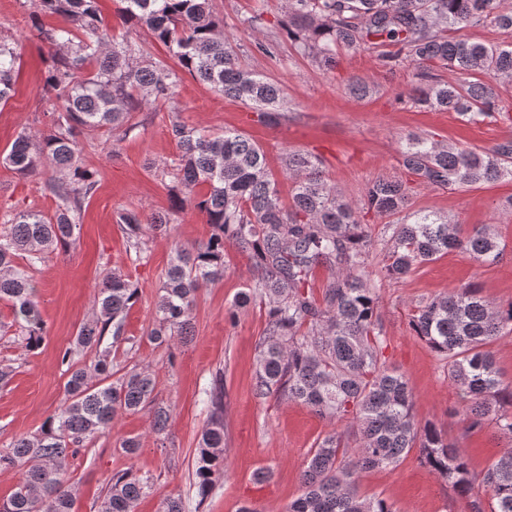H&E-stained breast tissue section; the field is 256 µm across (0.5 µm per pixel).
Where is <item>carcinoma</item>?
<instances>
[{
    "instance_id": "carcinoma-1",
    "label": "carcinoma",
    "mask_w": 512,
    "mask_h": 512,
    "mask_svg": "<svg viewBox=\"0 0 512 512\" xmlns=\"http://www.w3.org/2000/svg\"><path fill=\"white\" fill-rule=\"evenodd\" d=\"M40 6L64 19L50 29L32 20L53 51L44 78L53 106L51 125L38 134L20 132L10 150L0 154V162L21 175L39 166L63 173L47 184L56 199L53 214L14 209L3 215L0 230V300L9 303L15 336L28 350L38 348L46 333L33 301L31 272L71 244L84 202L98 187L95 173L80 163L77 134L128 132L133 113L173 99L184 73L252 107L261 123L288 120L282 86L241 65L229 49L215 0H119L123 21L147 28L176 58L175 67L164 59L146 60L143 46L114 38L98 0H40ZM487 22L512 34V0H288V39L317 67L333 70L338 49L355 53L377 39L389 47L379 55L384 67L415 66L416 83L408 93L415 104L455 112L467 122L500 118L512 123V111L499 106L493 84L512 79V41L456 36L462 28ZM18 63L17 48L0 41V104L12 97ZM440 69L469 79L449 83ZM347 89L360 99L374 92L361 78L350 80ZM170 134L179 154L164 174L178 193L167 213L119 214L126 249L141 258L150 239L168 235L170 214L187 204L205 214L211 233L202 246H172L148 341L171 349L175 341L188 340L197 293L224 278L225 249L231 245L249 259L251 282L227 309L228 319L235 321L239 311L256 303L266 314L253 396L283 398L329 421L348 422L316 441L301 473L303 492L287 512H394L383 498L359 496L356 475L394 467L415 448L421 464L466 500V512H486L477 485L488 496L491 512H512V449L503 450L478 482L466 455L432 423L415 419L409 383L383 355L381 285L372 270L373 257L379 256L384 276L399 279L452 249L496 263L504 247L492 228L483 225L463 235L460 221L419 210L386 225L387 240L380 248L359 214L365 209L380 217L406 212L403 181L379 178L361 201L353 202L323 178L320 158L288 151L283 174L293 188L285 205L265 151L244 134L201 130L177 115L171 117ZM398 163L416 181L438 188L494 182L512 177V137L470 150L410 135L399 147ZM319 267L330 276L318 299L310 281ZM137 295L128 276L112 271L103 278L93 319L59 354L70 372L64 402L37 434L20 436L0 452V469L21 474L0 512H72L69 460L110 431L120 413L146 409L153 432L166 434L172 408L155 394L150 370H124L116 360L118 351L129 355L140 346L125 332ZM410 326L446 360L448 378L459 390L456 412L465 431L476 434L491 427L499 437L512 438V386L502 383L491 351L496 340L512 334V302L494 306L477 284L469 283L418 305ZM87 352L94 354L93 363L78 365L76 356ZM205 395L209 423L195 459L200 505L224 477L222 378L214 379ZM152 485L151 476L131 468L112 475L103 512H134Z\"/></svg>"
}]
</instances>
